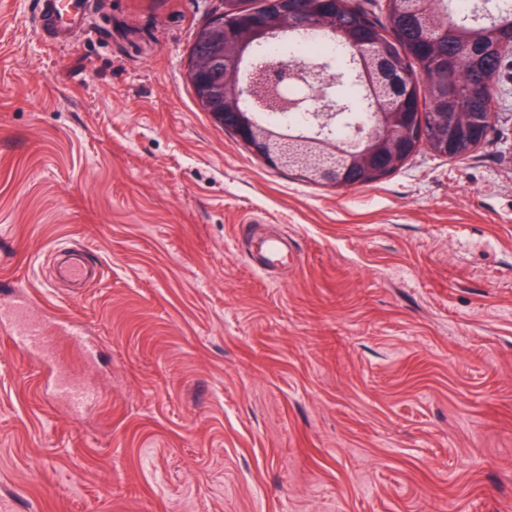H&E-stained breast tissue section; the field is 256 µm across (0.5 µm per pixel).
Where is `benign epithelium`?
<instances>
[{
    "label": "benign epithelium",
    "instance_id": "obj_1",
    "mask_svg": "<svg viewBox=\"0 0 512 512\" xmlns=\"http://www.w3.org/2000/svg\"><path fill=\"white\" fill-rule=\"evenodd\" d=\"M304 0H265L262 15L245 28L234 25L242 15L243 0H224V11L214 16L196 38L204 51L190 65V82L199 107L215 122L234 132L255 155L274 168L296 172L302 179L321 186L354 188L353 172L388 174L416 150V119L423 117L425 91L413 90L414 78L402 74L404 93L396 95L384 66L382 43L352 31L336 33L339 0H315L318 11L307 16ZM310 31L340 35L349 60L363 67L365 97L371 122L348 120L352 106L336 92L345 75L334 62L289 61L282 64L260 58L263 45ZM457 97L455 83L443 80L432 85L430 100ZM247 100L264 109L298 114L303 123L280 126L255 121L243 108ZM496 97L484 110L469 113L468 124L448 131V113L439 114L437 136L447 142L455 136H475L472 145L486 140L493 119ZM349 125V133L336 137V125Z\"/></svg>",
    "mask_w": 512,
    "mask_h": 512
}]
</instances>
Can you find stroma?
Listing matches in <instances>:
<instances>
[{
    "label": "stroma",
    "instance_id": "stroma-1",
    "mask_svg": "<svg viewBox=\"0 0 512 512\" xmlns=\"http://www.w3.org/2000/svg\"><path fill=\"white\" fill-rule=\"evenodd\" d=\"M69 2L0 0V308L90 342L0 327V512H512V68L471 154L335 189L200 110L223 0ZM3 318H7L11 324L12 338L19 348L35 352L47 359L52 357L61 331H64L74 343H84L83 333L73 325L68 327L61 325L57 330L51 331L42 322L16 318L11 321L7 312L2 313V320ZM56 367L61 376L58 389L68 395L71 406L75 411H81L98 395V392L85 386L75 385L71 381L65 365L56 363Z\"/></svg>",
    "mask_w": 512,
    "mask_h": 512
}]
</instances>
